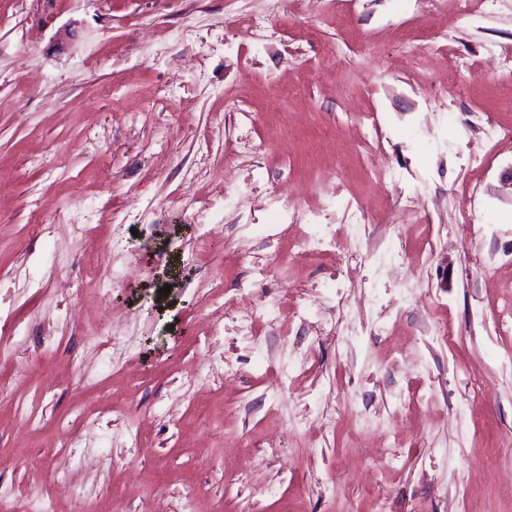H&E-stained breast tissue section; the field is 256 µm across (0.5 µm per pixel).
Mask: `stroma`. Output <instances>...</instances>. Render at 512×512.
Masks as SVG:
<instances>
[{"mask_svg": "<svg viewBox=\"0 0 512 512\" xmlns=\"http://www.w3.org/2000/svg\"><path fill=\"white\" fill-rule=\"evenodd\" d=\"M504 60L512 0H0V486L38 448L57 512H184L189 485L198 512H512ZM248 135L261 161L225 174ZM315 215L335 251L284 226ZM269 294L258 349L241 316ZM265 144L262 141L245 140L234 149L227 151L224 155V170L233 169L239 166V159L244 154H252L254 157H260L264 151Z\"/></svg>", "mask_w": 512, "mask_h": 512, "instance_id": "obj_1", "label": "stroma"}]
</instances>
